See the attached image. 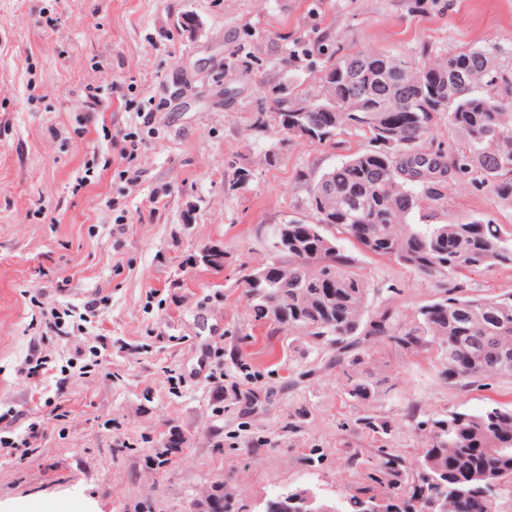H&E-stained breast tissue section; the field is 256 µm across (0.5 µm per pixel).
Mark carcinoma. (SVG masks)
Wrapping results in <instances>:
<instances>
[{"instance_id": "cac0c4a2", "label": "carcinoma", "mask_w": 512, "mask_h": 512, "mask_svg": "<svg viewBox=\"0 0 512 512\" xmlns=\"http://www.w3.org/2000/svg\"><path fill=\"white\" fill-rule=\"evenodd\" d=\"M495 52L489 44L443 55L423 45L421 61L401 60L402 71L391 72L383 70L389 55L380 50H339L321 70L320 98L292 102L270 88L281 131L300 113L315 133L312 143L331 132L335 145L352 130L368 140L309 186L315 223L288 221L295 244L280 255L281 279L256 282L244 275L256 315L336 351V365L349 369L347 395L354 401L373 392L359 370V349L372 341L407 350L437 346L450 383L512 377V294L470 297L453 285L420 307L408 329L390 308L365 322L368 289L349 271L353 258L324 232L337 229L363 251L424 277L512 263V239L493 224L408 222L416 210L443 205L451 178L512 203V77L498 69ZM455 72L464 75L459 93L435 112L419 111L429 89ZM332 96L336 111H322ZM352 98L360 103L357 111L349 108ZM442 122L458 139L435 141ZM417 429L428 439L422 457L412 467L397 455L385 458L384 496H345L329 508L365 512L376 500L384 512H500L499 503H512V409L450 411L418 422Z\"/></svg>"}]
</instances>
